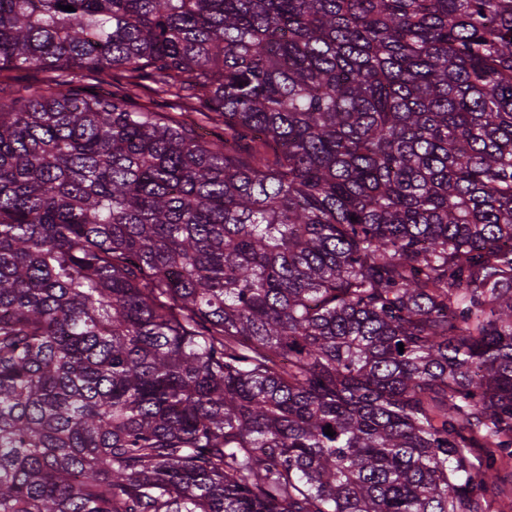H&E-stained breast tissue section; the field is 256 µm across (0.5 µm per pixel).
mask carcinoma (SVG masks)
<instances>
[{"mask_svg": "<svg viewBox=\"0 0 512 512\" xmlns=\"http://www.w3.org/2000/svg\"><path fill=\"white\" fill-rule=\"evenodd\" d=\"M13 68L0 512L507 494L512 0H0ZM53 74L49 71L31 69V68H21L14 69L8 73H2L0 75V80L3 83L9 84H32V85H42L46 84Z\"/></svg>", "mask_w": 512, "mask_h": 512, "instance_id": "cac0c4a2", "label": "carcinoma"}]
</instances>
